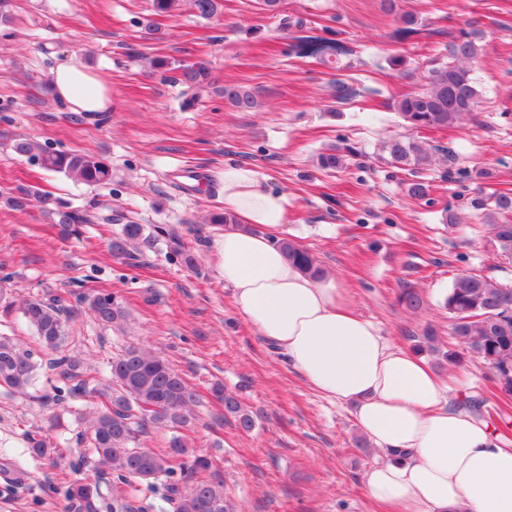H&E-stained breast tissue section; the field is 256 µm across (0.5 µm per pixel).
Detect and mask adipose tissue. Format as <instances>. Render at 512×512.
Returning <instances> with one entry per match:
<instances>
[{
    "mask_svg": "<svg viewBox=\"0 0 512 512\" xmlns=\"http://www.w3.org/2000/svg\"><path fill=\"white\" fill-rule=\"evenodd\" d=\"M51 85L69 111L112 109L111 86L78 63L59 64ZM224 210L241 223L217 241L237 311L319 395L354 405L378 453L364 475L370 498L386 512H512V448L486 422L449 411L447 383L355 315L340 279L306 276L276 246L287 196L228 166Z\"/></svg>",
    "mask_w": 512,
    "mask_h": 512,
    "instance_id": "ef3b65f1",
    "label": "adipose tissue"
}]
</instances>
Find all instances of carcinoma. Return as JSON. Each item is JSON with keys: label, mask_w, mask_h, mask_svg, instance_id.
Here are the masks:
<instances>
[{"label": "carcinoma", "mask_w": 512, "mask_h": 512, "mask_svg": "<svg viewBox=\"0 0 512 512\" xmlns=\"http://www.w3.org/2000/svg\"><path fill=\"white\" fill-rule=\"evenodd\" d=\"M294 40L299 53L317 56L326 65L346 52L339 44L307 30ZM481 51V46L467 33L448 42V62L431 71L426 88L404 94L393 103L407 128H454L474 111L480 92L471 63ZM151 66L178 73L177 80L192 90L212 83L211 67L204 59L184 65L157 57ZM223 92L224 100L240 112L260 106L256 92L246 86L226 84ZM12 151L47 171L88 186L112 180L111 167L93 155L47 150L30 137L13 140ZM383 151L395 167L412 171L431 165L436 153L426 142L401 136L385 141ZM4 200L14 207L35 201L40 212L50 218L65 238L80 236L82 226L96 219L90 211L73 209L39 190L24 197L6 196ZM488 218L497 255L512 259V190L490 197ZM143 239L145 226L130 221L112 237L109 250L114 256H127ZM276 244L289 261L309 276L323 272L315 256L296 242L283 238ZM9 281L8 275L0 278V316L7 318L19 312L34 330L48 359L39 362L35 353L18 339L0 336V388L8 395H25L37 385L38 371L46 369L54 376L55 385L51 392L41 396L44 403L70 412L77 402L93 401L91 424L79 434V442L89 448L97 464L112 471L113 483L140 485L152 491L156 482L162 480L167 499L175 504L176 512H230L223 489L206 476L211 469L210 460L192 449L186 435L195 423L199 395L165 357L144 345L129 343L112 357L108 371L102 373L66 350L67 326L79 313L74 308L76 304L87 306L99 325L124 329L128 315L117 297L102 291L80 293L72 305L57 295L35 294L17 302L4 287ZM397 302L413 313L422 306L423 299L416 289L406 287L400 291ZM443 307L448 310L454 347L443 349L437 330L429 324L421 335L414 337V348L454 367L472 359L483 362L501 396L511 401L512 285L483 274H458L443 297ZM213 395L224 402V413L233 416L239 428L252 430L253 417L237 395L220 386L214 388ZM152 428L172 433L166 449L156 451L140 446V437ZM23 436L31 456L53 465L64 459L60 443L48 435L26 430ZM65 498L76 512H99V489L94 479L87 477L69 484Z\"/></svg>", "instance_id": "1"}]
</instances>
